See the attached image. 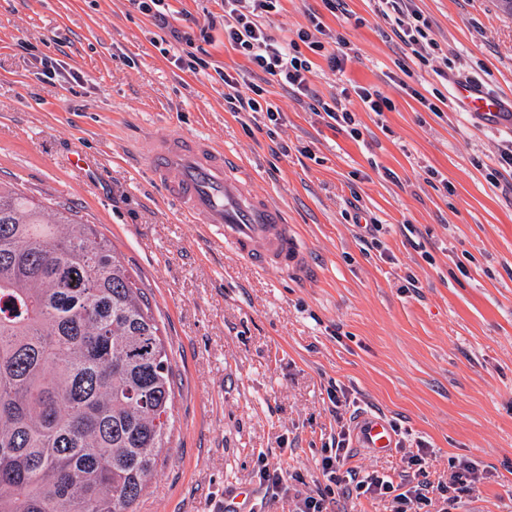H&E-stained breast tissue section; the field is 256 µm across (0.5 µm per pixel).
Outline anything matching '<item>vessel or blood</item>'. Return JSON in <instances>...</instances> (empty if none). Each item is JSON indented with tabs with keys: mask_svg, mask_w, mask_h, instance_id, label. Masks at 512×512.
Returning a JSON list of instances; mask_svg holds the SVG:
<instances>
[{
	"mask_svg": "<svg viewBox=\"0 0 512 512\" xmlns=\"http://www.w3.org/2000/svg\"><path fill=\"white\" fill-rule=\"evenodd\" d=\"M457 94L471 111L492 117L501 110L499 98L472 85H459ZM143 162L186 223L206 225L255 268L285 274L304 268L307 252L287 211L245 191L248 166L243 160L212 140L175 134L152 141ZM357 434L364 447L380 454L394 446L393 431L380 417L361 419Z\"/></svg>",
	"mask_w": 512,
	"mask_h": 512,
	"instance_id": "1",
	"label": "vessel or blood"
}]
</instances>
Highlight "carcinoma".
<instances>
[{"mask_svg":"<svg viewBox=\"0 0 512 512\" xmlns=\"http://www.w3.org/2000/svg\"><path fill=\"white\" fill-rule=\"evenodd\" d=\"M173 384L149 299L105 235L0 182V512H136Z\"/></svg>","mask_w":512,"mask_h":512,"instance_id":"carcinoma-1","label":"carcinoma"}]
</instances>
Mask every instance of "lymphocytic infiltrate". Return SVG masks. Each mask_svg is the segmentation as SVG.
<instances>
[{
  "mask_svg": "<svg viewBox=\"0 0 512 512\" xmlns=\"http://www.w3.org/2000/svg\"><path fill=\"white\" fill-rule=\"evenodd\" d=\"M374 12L391 24L392 33L420 63H429L440 47L432 36L429 22L413 8V0H374ZM281 0H223L222 18L208 17L207 28L223 24L224 39L234 50L244 56L255 70L275 78L283 88L294 94L315 98L311 88L314 72L311 54L324 55L332 71H343L348 58L346 52L325 53L320 39L325 26L318 16H311L309 27L299 29L293 40L275 39L268 31L271 18L279 14ZM228 91L224 104L231 112H265L269 121H277L279 113L266 104L267 90L260 83L249 84L248 95L236 90L237 81L224 75ZM351 431L341 426L335 447L325 449L318 462L324 478L323 485L298 498L295 512H330L335 495H382L391 497L392 512H424L425 507L438 505L439 512H455L458 497L448 486L434 484L427 477L422 465L425 448L409 451L408 463L412 474L400 479L375 474L358 477L350 467L352 457Z\"/></svg>",
  "mask_w": 512,
  "mask_h": 512,
  "instance_id": "lymphocytic-infiltrate-1",
  "label": "lymphocytic infiltrate"
}]
</instances>
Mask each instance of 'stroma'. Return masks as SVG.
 Here are the masks:
<instances>
[{"instance_id": "1", "label": "stroma", "mask_w": 512, "mask_h": 512, "mask_svg": "<svg viewBox=\"0 0 512 512\" xmlns=\"http://www.w3.org/2000/svg\"><path fill=\"white\" fill-rule=\"evenodd\" d=\"M159 28L131 0H0V179L76 208L112 243L148 294L175 387L170 440L137 512H224L238 488L251 512H292L261 464L321 483L318 460L341 424L383 416L398 448H355L358 475L399 476L405 449L448 483L469 460L486 479L458 512H512V190L491 185L512 123L455 97L461 76L512 106V13L501 0H414L441 53L420 64L371 0L334 15L323 0H282L268 26L295 38L318 15L347 42L343 73L314 56L316 96L375 87L394 104L349 108L362 136L327 123L277 82L262 112L224 107L219 72L252 80L216 27L208 69L180 59L220 0H170ZM443 94L440 113L421 97ZM202 134L241 155L245 186L287 206L306 270L259 271L184 223L141 158L148 139ZM89 160L72 170L73 154ZM378 224L374 245L356 220ZM341 403L333 405L330 396Z\"/></svg>"}]
</instances>
